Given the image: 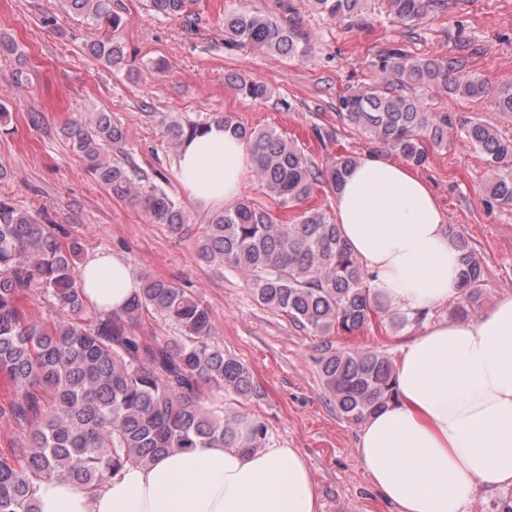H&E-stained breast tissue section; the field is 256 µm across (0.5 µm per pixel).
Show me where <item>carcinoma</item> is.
Instances as JSON below:
<instances>
[{
	"label": "carcinoma",
	"instance_id": "obj_1",
	"mask_svg": "<svg viewBox=\"0 0 512 512\" xmlns=\"http://www.w3.org/2000/svg\"><path fill=\"white\" fill-rule=\"evenodd\" d=\"M363 0H313L329 20L362 25ZM405 25L419 24L448 0H388ZM63 8L103 30L89 54L106 66L127 62L114 37L123 24L110 0H62ZM157 15H183L188 0H147ZM224 43L252 47L290 60L313 49L310 34L295 23L268 15L234 11L224 15ZM377 76L339 100V118L370 141L400 155L414 167L429 163L430 149L445 144L454 126L446 112L429 111L412 93L417 86H443L464 98L488 97L495 110L512 117V87H489L464 72L463 60L417 58L400 48L382 51ZM237 90L264 100L266 84L240 77ZM156 119L164 145L177 150L203 128L172 116ZM214 121L246 142L255 176L272 202L259 206L245 196L212 215L199 240L201 260L243 272L256 300L285 312L312 335L354 333L381 314L395 327L408 320L370 294L368 274L341 236L330 211L303 208L318 187L334 193L357 162L351 155L320 166L298 145L272 129L249 130L230 115ZM64 136L86 170L114 199L143 207L155 224L178 229L184 208L161 188L145 190L124 165L106 152L125 139L108 112L69 120ZM460 138L480 151L488 168L486 192L512 207V138L481 121L460 124ZM299 209L286 220L280 212ZM448 236L460 254V295L450 314L467 319L483 294L484 270L469 240L454 225ZM82 246L61 224L43 223L0 193V372L13 397L0 405L21 430L22 448L0 455V512H38V484L70 479L91 492L126 464L146 465L171 449L224 446L265 447L268 429L257 418L214 406L218 397L235 401L260 394L250 368L215 341L209 306L195 292L154 276L119 313L90 306L79 276ZM43 299L55 318L37 320L26 305ZM173 325L179 336L146 338L135 329L147 314ZM324 385L336 410L354 426L395 400V365L374 350L325 346L320 360Z\"/></svg>",
	"mask_w": 512,
	"mask_h": 512
}]
</instances>
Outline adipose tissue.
Returning <instances> with one entry per match:
<instances>
[{
	"label": "adipose tissue",
	"instance_id": "ef3b65f1",
	"mask_svg": "<svg viewBox=\"0 0 512 512\" xmlns=\"http://www.w3.org/2000/svg\"><path fill=\"white\" fill-rule=\"evenodd\" d=\"M243 141L209 124L176 160L184 193L223 209L243 190ZM342 237L370 275L373 295L407 316L459 295V254L429 185L410 165L369 153L333 200ZM89 301L121 311L139 283L121 255L81 266ZM398 399L372 415L356 443L359 463L397 512H469L480 484L512 486V295L471 322L434 323L404 345ZM38 512H319L311 467L295 448L198 447L115 471L89 494L66 478L39 483Z\"/></svg>",
	"mask_w": 512,
	"mask_h": 512
}]
</instances>
